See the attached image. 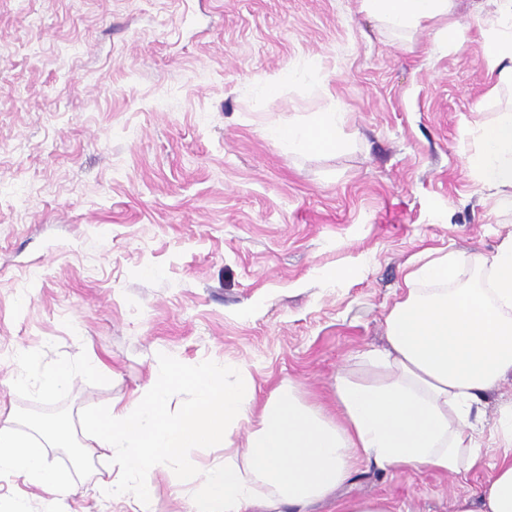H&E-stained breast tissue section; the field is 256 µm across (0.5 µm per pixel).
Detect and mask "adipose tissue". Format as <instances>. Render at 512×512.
Wrapping results in <instances>:
<instances>
[{
  "instance_id": "ef3b65f1",
  "label": "adipose tissue",
  "mask_w": 512,
  "mask_h": 512,
  "mask_svg": "<svg viewBox=\"0 0 512 512\" xmlns=\"http://www.w3.org/2000/svg\"><path fill=\"white\" fill-rule=\"evenodd\" d=\"M497 27L486 55L498 80L512 81V0H495ZM364 9L394 31L426 29L444 20L439 42H457L463 27L451 21L452 0H362ZM343 115L335 104L302 120H274L265 129L275 144L294 151L343 147ZM479 148L467 159L483 187L512 208V108L478 132ZM460 254H446L409 271L405 293L384 318L386 348L368 362L373 382L337 377L340 418L301 398L287 382L257 403L256 379L245 366L158 363L139 394L84 419L99 447L112 453L118 473L104 496L144 506L152 496L145 476L172 471L192 448H220L223 461L202 472L193 512H265L283 505L308 507L330 495L357 463L380 468L457 474L480 468L476 410L483 395L512 373V236L477 260L475 278L451 287ZM185 395L171 409L174 395ZM245 434L244 448L235 437ZM72 442L62 430L24 436L0 427V474H12L47 494L44 512H58L73 485L50 469L51 448ZM453 512H512V449L479 492L458 497Z\"/></svg>"
}]
</instances>
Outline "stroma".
I'll return each instance as SVG.
<instances>
[{
	"mask_svg": "<svg viewBox=\"0 0 512 512\" xmlns=\"http://www.w3.org/2000/svg\"><path fill=\"white\" fill-rule=\"evenodd\" d=\"M495 9L453 0L465 38L440 47L431 28L388 35L361 0H0V426L69 432L47 455L75 486L60 512H132L101 497L112 454L83 420L132 400L160 360L242 364L263 390L328 399L338 373L378 378L364 356L421 259L486 256L512 234L466 163L476 129L512 107L485 56ZM331 101L337 151L262 132ZM24 351L103 368L47 396L17 384ZM507 404L512 374L480 404L490 463ZM223 457L193 448L152 472L151 512H192L177 488ZM486 474L363 463L308 512L358 497L451 512Z\"/></svg>",
	"mask_w": 512,
	"mask_h": 512,
	"instance_id": "35a3bbf8",
	"label": "stroma"
}]
</instances>
